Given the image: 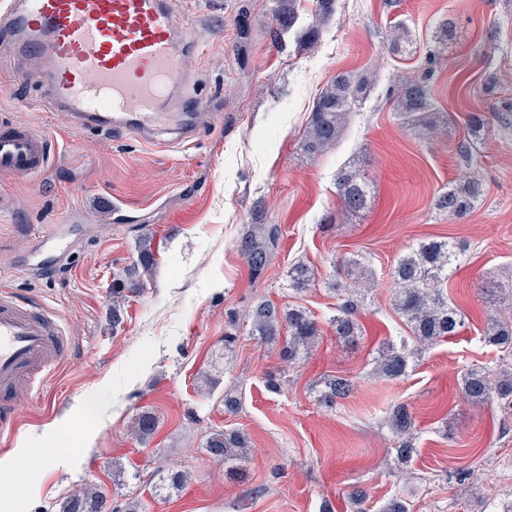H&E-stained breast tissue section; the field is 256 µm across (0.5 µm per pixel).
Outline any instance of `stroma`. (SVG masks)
Listing matches in <instances>:
<instances>
[{
	"label": "stroma",
	"instance_id": "35a3bbf8",
	"mask_svg": "<svg viewBox=\"0 0 512 512\" xmlns=\"http://www.w3.org/2000/svg\"><path fill=\"white\" fill-rule=\"evenodd\" d=\"M268 0H171L201 44L185 60L208 107L197 137L165 149L131 136L73 132L38 91L42 68L24 57L0 71V131L27 125L50 136L54 154L39 175L0 176V284L27 292L61 317L71 352L41 397L16 400V434L0 447V512H59L94 486L108 506L145 503L147 512H354L348 494L367 490L368 512L391 500L410 512H506L512 507V416L462 396L467 370L496 368L501 349L482 341L487 296L512 278V0H338L314 47L294 33L267 34ZM407 21L411 52L395 54L391 25ZM453 36L442 39V23ZM370 77L335 150L311 156L301 132L320 92L340 72ZM430 85L439 127L409 130L396 117L397 78ZM489 134L475 139L484 194L464 218L436 207L469 172L457 154L470 114ZM363 165L372 182L365 209L324 228L336 212L341 169ZM68 225L75 255L59 262L33 252L35 236ZM256 224L280 225L278 252L252 277L236 243ZM154 239L157 265L127 297L112 325V281L136 256L140 235ZM446 239L462 255L444 294L465 324L456 336L417 356L405 378L387 380L372 360L410 331L394 312L391 269L408 248ZM367 256L377 284L357 315L362 334L339 343L328 325L335 260ZM297 262L314 268L306 293L288 287ZM302 305L321 336L309 357L283 361L280 349L248 335L259 301ZM238 324L224 353L229 320ZM345 376L352 395L326 408L314 399L325 376ZM282 379L280 393L268 377ZM240 399L224 411V392ZM416 419L417 448L395 478L394 404ZM155 433L136 437L139 414ZM79 438L55 455L64 422ZM252 437L244 466L228 473L205 448L210 432ZM471 477L458 484L456 472ZM186 473L169 495L154 494L158 471Z\"/></svg>",
	"mask_w": 512,
	"mask_h": 512
}]
</instances>
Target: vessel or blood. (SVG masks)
<instances>
[{
	"mask_svg": "<svg viewBox=\"0 0 512 512\" xmlns=\"http://www.w3.org/2000/svg\"><path fill=\"white\" fill-rule=\"evenodd\" d=\"M10 23L15 37L0 45V64L41 57V89L77 129L138 139L166 132L179 147L195 137L196 126L169 101L183 89L184 59L199 44L166 0H13ZM51 148L46 135L26 126L0 133V174H40ZM74 246L57 224L36 242L60 259ZM68 348L54 310L0 290V439L15 434L17 396H41Z\"/></svg>",
	"mask_w": 512,
	"mask_h": 512,
	"instance_id": "obj_1",
	"label": "vessel or blood"
}]
</instances>
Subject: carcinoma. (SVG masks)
Segmentation results:
<instances>
[{"label":"carcinoma","instance_id":"1","mask_svg":"<svg viewBox=\"0 0 512 512\" xmlns=\"http://www.w3.org/2000/svg\"><path fill=\"white\" fill-rule=\"evenodd\" d=\"M268 34L277 40L280 33L294 29L298 23L301 0H271ZM337 0H312V22L299 31V43L313 45L319 38L321 25L336 13ZM408 33L405 22L396 23L389 32L391 50L406 51L402 43ZM370 80L358 79L351 73H339L318 96L302 132L301 146L313 156L324 154L336 147L343 133L350 112L356 102L369 91ZM395 112L402 123L411 126L430 124L432 99L429 87L419 79L401 82L393 94ZM370 194V183L363 169L354 167L340 172L337 177L339 212L356 213L363 210ZM483 194L481 179L472 174L460 187H452L441 194L437 208L456 218L468 214ZM281 228L278 224H256L237 244L236 249L246 259L253 276H260L271 263L280 243ZM459 259L455 246L446 240L423 241L401 255L392 270L395 292L392 306L410 329V341L396 345L386 343L375 360V373L390 379L404 376L412 354L423 352L443 338L453 336L462 320L458 310L448 304L443 296V285L448 282V271L455 268ZM156 265L150 234L139 239L136 258L125 269L124 277L112 282V293L120 297L125 291L144 286ZM334 291L340 303L336 314L330 316L329 325L336 338L352 344L360 335L356 312L363 305L364 296L375 286L371 270L362 259L353 256L335 263ZM291 286L305 291L314 283L312 271L304 264L288 270ZM288 330V338L280 349L282 358L294 364L309 353L320 336L318 323L300 308H279L272 302L257 303L250 314L249 336L260 343L275 344L281 330ZM484 341L501 349L512 350V318L490 315ZM353 387L346 377L326 379L316 395V400L331 408L338 400L346 399ZM462 392L473 405L491 402L512 414V370L497 373L482 368H472L462 379ZM394 436L397 461L407 463L415 454V416L405 404L396 406L389 418ZM156 418L150 412L138 416L136 433L142 439L152 435ZM252 447L249 434L235 430L215 431L206 440L207 451L232 470L246 461ZM186 482L182 473L158 472L155 491L161 495L178 490ZM103 496L85 489L66 498L62 512H102Z\"/></svg>","mask_w":512,"mask_h":512}]
</instances>
